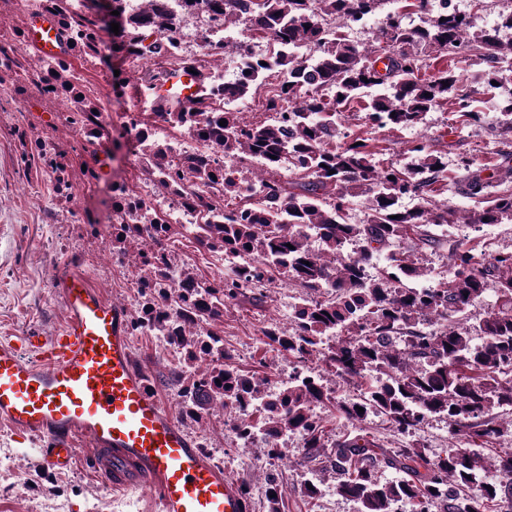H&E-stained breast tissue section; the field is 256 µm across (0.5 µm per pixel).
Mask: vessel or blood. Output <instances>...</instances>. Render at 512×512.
Instances as JSON below:
<instances>
[{
    "mask_svg": "<svg viewBox=\"0 0 512 512\" xmlns=\"http://www.w3.org/2000/svg\"><path fill=\"white\" fill-rule=\"evenodd\" d=\"M28 40L61 52L53 19L31 21ZM64 311L51 337L0 338V425L43 444L42 465L64 472L89 448L95 477L112 490L150 493L157 512H248L225 475L135 367L128 308L107 300L72 267L52 273Z\"/></svg>",
    "mask_w": 512,
    "mask_h": 512,
    "instance_id": "b4317fda",
    "label": "vessel or blood"
}]
</instances>
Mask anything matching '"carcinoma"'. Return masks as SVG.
<instances>
[{
    "mask_svg": "<svg viewBox=\"0 0 512 512\" xmlns=\"http://www.w3.org/2000/svg\"><path fill=\"white\" fill-rule=\"evenodd\" d=\"M119 14L120 34L112 45L134 59L163 61L167 68L150 72L155 89L168 106L167 120L185 127L203 144H224L232 164L188 155L174 162L167 149L144 143L150 167L178 180L190 173L212 189L215 202L207 210H224L194 230L204 250L224 257L230 274L201 282L193 269L178 273L176 299L184 313L172 321L166 289L154 287L160 258L138 251L145 275L139 280L143 298L131 332L143 320L175 353L178 364L168 381L179 388L182 403L193 408L191 419L215 405L234 410L231 420L241 436L258 431L271 459L282 456L280 440L290 433L302 436L300 465L331 469L338 475L336 493L354 501L358 512H395L404 502L412 512H431L439 501L450 512H512V450L497 452L487 461L483 449L512 431V250L476 252L452 241L445 229L456 224L455 212L431 199L433 185L445 171L442 158L422 140L408 148L411 162L381 163L359 138L339 141L327 137L340 128L336 106L386 86L369 98L365 120L372 128L413 129L456 90L453 67L430 75L429 58L457 57L465 47L485 65L483 83L504 84L512 73V43L504 45L500 27L512 29V5L499 14L501 26L479 28L473 17L438 12L419 24L403 22L399 13L387 14L375 47H362L330 25L363 20L381 0H182L189 13L204 11L224 23L250 17L248 30L282 48L274 62L253 55L236 78L216 92L227 102L242 101L275 69L278 82L266 100L265 111L278 112L282 121L246 123L239 112L218 110L199 94L198 85H211L215 73L179 57L175 51L173 19L165 0H143L136 14L126 12L124 0H107ZM100 0H83L77 25L95 35ZM188 76L184 83L182 76ZM227 124L220 125V120ZM495 168H476L471 157L459 156L457 176L450 188L475 206L462 216L469 227L512 224V152H500ZM38 157L54 174L55 189H70L68 152L56 143H39ZM259 161L267 176L243 180L241 166ZM303 174L302 192L291 193L279 176L285 162ZM412 193L421 203L401 205ZM365 196L368 213L360 223L349 219L352 199ZM184 227L151 225L148 234L172 239ZM143 237L136 224L112 225V239L126 244ZM385 266L368 273L375 254L390 247ZM431 249L448 251V276L433 279L430 288L414 282L429 276L418 254ZM252 264L237 268V259ZM284 275L302 291L293 307L290 327L270 325L264 330L273 343L303 366L321 357L325 369L362 385L347 399L335 398L321 379L305 374L288 382L274 398L266 386L270 378L232 363L224 338L214 327L224 322V308L241 299L260 300L264 283ZM494 305L475 319L488 286ZM335 334L336 343L326 341ZM330 404L339 416L364 420L381 416L393 433L406 438L428 415L448 420L456 444L429 457L415 443L387 448L380 438L356 434L327 444L312 409ZM402 473L383 481L379 473ZM496 473L489 480L486 473ZM287 486L283 476L265 477L267 512H285Z\"/></svg>",
    "mask_w": 512,
    "mask_h": 512,
    "instance_id": "1",
    "label": "carcinoma"
}]
</instances>
